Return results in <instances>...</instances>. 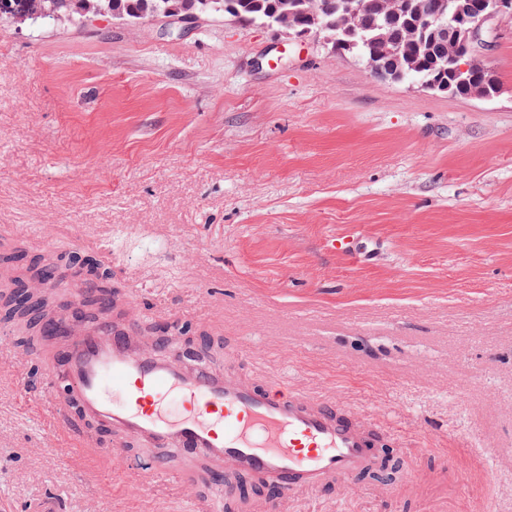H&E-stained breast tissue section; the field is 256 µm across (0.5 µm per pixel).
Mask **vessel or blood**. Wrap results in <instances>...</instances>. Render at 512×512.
I'll use <instances>...</instances> for the list:
<instances>
[{"label":"vessel or blood","instance_id":"b4317fda","mask_svg":"<svg viewBox=\"0 0 512 512\" xmlns=\"http://www.w3.org/2000/svg\"><path fill=\"white\" fill-rule=\"evenodd\" d=\"M59 345L38 387L52 412H76L101 432L95 454L114 461L113 432L153 448L219 464V495L202 512H222L244 475L293 497L378 467L394 433L364 413L296 387L246 382L191 360L141 347L135 318L116 331L84 328L78 315L54 325Z\"/></svg>","mask_w":512,"mask_h":512}]
</instances>
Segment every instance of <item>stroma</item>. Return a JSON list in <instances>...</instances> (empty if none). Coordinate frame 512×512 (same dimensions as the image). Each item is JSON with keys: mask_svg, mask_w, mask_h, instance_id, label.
Returning a JSON list of instances; mask_svg holds the SVG:
<instances>
[{"mask_svg": "<svg viewBox=\"0 0 512 512\" xmlns=\"http://www.w3.org/2000/svg\"><path fill=\"white\" fill-rule=\"evenodd\" d=\"M0 23V250L109 256L140 330L401 439L376 480L279 512H512V22L490 100L375 78L324 39L219 16ZM358 237L365 263L340 249ZM0 366V512H189L186 461L23 401Z\"/></svg>", "mask_w": 512, "mask_h": 512, "instance_id": "1", "label": "stroma"}]
</instances>
